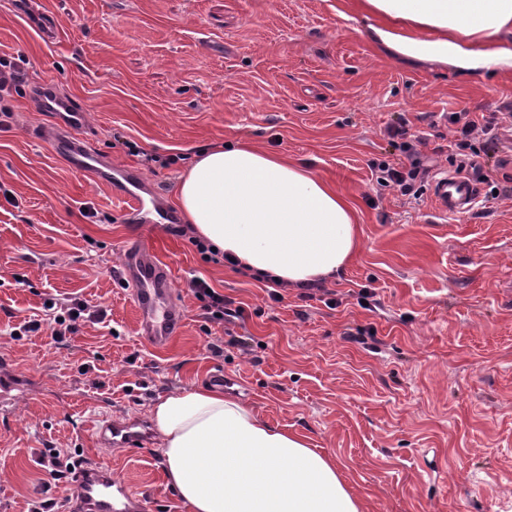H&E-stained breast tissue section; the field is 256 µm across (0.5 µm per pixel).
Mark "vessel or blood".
I'll return each instance as SVG.
<instances>
[{
  "instance_id": "b4317fda",
  "label": "vessel or blood",
  "mask_w": 512,
  "mask_h": 512,
  "mask_svg": "<svg viewBox=\"0 0 512 512\" xmlns=\"http://www.w3.org/2000/svg\"><path fill=\"white\" fill-rule=\"evenodd\" d=\"M39 100L42 111L53 118L51 127L41 129L40 136L53 143L72 169L93 173L99 183L113 189L137 223H174V214L158 204L140 172L111 165L91 149L83 135L85 112L46 84L39 88ZM430 194L438 213L464 214L478 203L481 186L470 176L446 173L433 179ZM118 275L133 298L140 337L153 347L167 346L185 319L168 266L152 256L146 243L134 242L124 252ZM69 508L71 512H143L144 506L111 470L94 467L79 473Z\"/></svg>"
}]
</instances>
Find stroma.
<instances>
[{
    "instance_id": "1",
    "label": "stroma",
    "mask_w": 512,
    "mask_h": 512,
    "mask_svg": "<svg viewBox=\"0 0 512 512\" xmlns=\"http://www.w3.org/2000/svg\"><path fill=\"white\" fill-rule=\"evenodd\" d=\"M7 2L0 55L26 80L0 91V354L15 372L0 403V512L71 495L40 465L47 448L111 468L146 512H187L147 408L217 371L237 379L226 395L334 458L364 512H512V199L442 216L429 192L374 190L372 171L399 161L384 129L400 119L428 129L424 152L448 171L445 113L496 111L512 69L474 79L393 58L363 34L359 0H36L58 23L51 42ZM38 80L87 112L92 149L142 172L167 208L199 151L241 138L335 182L361 218L357 255L325 284L338 305L296 288L273 302L250 273L203 261L185 222L128 220L110 188L37 138L52 121L30 95ZM137 239L171 266L185 311L162 349L140 337L115 276ZM195 276L242 319H206ZM364 286L374 309L358 302ZM52 297L106 318L13 340ZM103 417L131 423L136 441H96Z\"/></svg>"
}]
</instances>
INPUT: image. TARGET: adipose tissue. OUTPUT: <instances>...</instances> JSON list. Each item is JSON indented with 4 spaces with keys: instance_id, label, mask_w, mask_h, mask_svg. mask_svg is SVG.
<instances>
[{
    "instance_id": "1",
    "label": "adipose tissue",
    "mask_w": 512,
    "mask_h": 512,
    "mask_svg": "<svg viewBox=\"0 0 512 512\" xmlns=\"http://www.w3.org/2000/svg\"><path fill=\"white\" fill-rule=\"evenodd\" d=\"M370 40L401 60L435 59L472 75L512 68V0H360ZM176 206L241 270L296 288L345 271L360 246L352 201L308 166L248 143L201 151ZM165 476L190 512H363L333 458L252 407L201 387L148 407Z\"/></svg>"
}]
</instances>
